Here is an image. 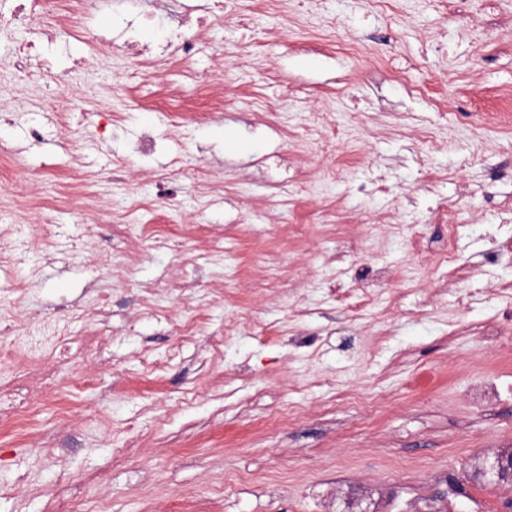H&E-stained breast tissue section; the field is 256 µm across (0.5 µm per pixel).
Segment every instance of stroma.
<instances>
[{"mask_svg": "<svg viewBox=\"0 0 512 512\" xmlns=\"http://www.w3.org/2000/svg\"><path fill=\"white\" fill-rule=\"evenodd\" d=\"M127 5L101 0L77 37L36 38L40 18L0 28V144L14 151L0 159V228L14 225L24 255L0 276V308L21 289L18 335L65 308L106 339L58 364L23 430L0 424V512H512V486L482 473L512 452V0H400L385 14L320 0L337 37L394 36L377 61L281 38L287 15L246 0L249 28H202L194 59L152 79L103 49ZM30 38L43 78L27 84L13 58ZM63 84L81 100L43 111ZM314 108L352 142L335 180L299 194L262 161L326 165L298 135ZM423 127L440 145L421 155ZM146 135L144 163L131 147ZM189 153L222 201L202 206L181 178ZM77 171L96 209L17 210L18 179L47 198ZM130 192L157 197L143 221L160 241L111 235L104 215ZM437 206L468 226L457 250L471 280L434 263ZM362 268L390 272L398 305L348 310ZM273 276L283 287H266ZM196 317L202 335L183 340Z\"/></svg>", "mask_w": 512, "mask_h": 512, "instance_id": "1", "label": "stroma"}]
</instances>
